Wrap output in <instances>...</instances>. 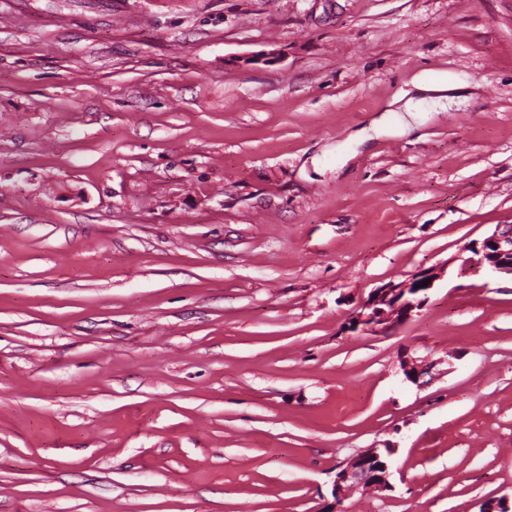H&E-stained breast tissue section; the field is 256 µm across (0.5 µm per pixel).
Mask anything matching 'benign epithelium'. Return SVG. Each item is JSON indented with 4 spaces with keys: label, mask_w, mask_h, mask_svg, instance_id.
Here are the masks:
<instances>
[{
    "label": "benign epithelium",
    "mask_w": 512,
    "mask_h": 512,
    "mask_svg": "<svg viewBox=\"0 0 512 512\" xmlns=\"http://www.w3.org/2000/svg\"><path fill=\"white\" fill-rule=\"evenodd\" d=\"M467 251L471 256L464 260L463 270L512 279V225L497 227L482 240L470 243ZM437 279L435 270L421 269L405 280L374 289L351 317L354 326L380 334L412 320L425 307L429 291ZM425 280L428 281L426 285L423 284ZM401 369L406 380L417 384L430 372L431 363L405 356L401 360ZM395 451L394 447L385 452L380 448H367L340 465L332 486L335 500H346L356 487L367 486L380 492L390 489V464L387 460L381 461V454L390 457ZM375 460L381 462L379 472L369 470L370 463Z\"/></svg>",
    "instance_id": "7a95c632"
}]
</instances>
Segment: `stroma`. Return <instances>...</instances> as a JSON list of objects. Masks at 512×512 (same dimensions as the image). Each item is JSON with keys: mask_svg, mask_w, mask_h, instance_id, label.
<instances>
[{"mask_svg": "<svg viewBox=\"0 0 512 512\" xmlns=\"http://www.w3.org/2000/svg\"><path fill=\"white\" fill-rule=\"evenodd\" d=\"M503 224L512 0H0V512H325L389 444L345 512L512 498ZM467 251L471 256L463 261L464 271L487 272L512 282V225L497 227L481 241L470 243ZM438 275L433 269H421L405 280L371 291L351 317L356 330L361 327L363 331L380 334L412 320L428 302ZM426 279L430 282L423 286ZM384 451L386 459L381 461V452ZM395 446L385 448H367L360 454L348 459L337 468L332 486V495L335 500L343 503L349 497L352 489L356 487L377 488L379 492L391 490L389 478L391 476L389 458L395 453ZM381 463L382 472L369 471L372 461Z\"/></svg>", "mask_w": 512, "mask_h": 512, "instance_id": "stroma-1", "label": "stroma"}]
</instances>
